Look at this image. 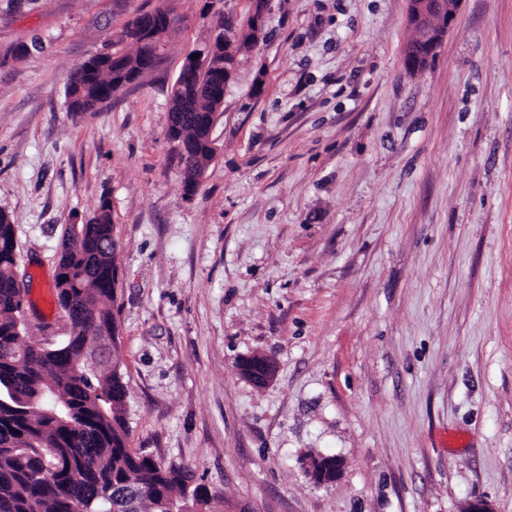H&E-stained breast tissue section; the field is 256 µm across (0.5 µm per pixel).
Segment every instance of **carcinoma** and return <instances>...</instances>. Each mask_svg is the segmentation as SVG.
Instances as JSON below:
<instances>
[{
	"mask_svg": "<svg viewBox=\"0 0 512 512\" xmlns=\"http://www.w3.org/2000/svg\"><path fill=\"white\" fill-rule=\"evenodd\" d=\"M133 26L69 75L68 111H95L154 57L153 44L135 39ZM184 84L180 72L172 102L184 117V183L193 184L215 155L202 125L217 108L196 103ZM16 247L15 224L0 210V512H169L172 502L179 512H224L222 489L194 484L188 469L129 447L120 362L97 363L85 345L102 336L117 344V242L108 202L62 232L52 289L68 311L70 333L57 342H30L16 325L29 295L14 286ZM46 448L72 467L47 477L55 460Z\"/></svg>",
	"mask_w": 512,
	"mask_h": 512,
	"instance_id": "carcinoma-1",
	"label": "carcinoma"
}]
</instances>
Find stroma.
Wrapping results in <instances>:
<instances>
[{"instance_id": "35a3bbf8", "label": "stroma", "mask_w": 512, "mask_h": 512, "mask_svg": "<svg viewBox=\"0 0 512 512\" xmlns=\"http://www.w3.org/2000/svg\"><path fill=\"white\" fill-rule=\"evenodd\" d=\"M159 1L0 0L27 336L68 335L60 230L108 201L130 447L231 512H512V0H463L414 74L407 0H268L191 194L170 88L247 0H163L179 22L157 67L97 111L64 104L70 70ZM256 351L278 363L262 388L235 368Z\"/></svg>"}]
</instances>
